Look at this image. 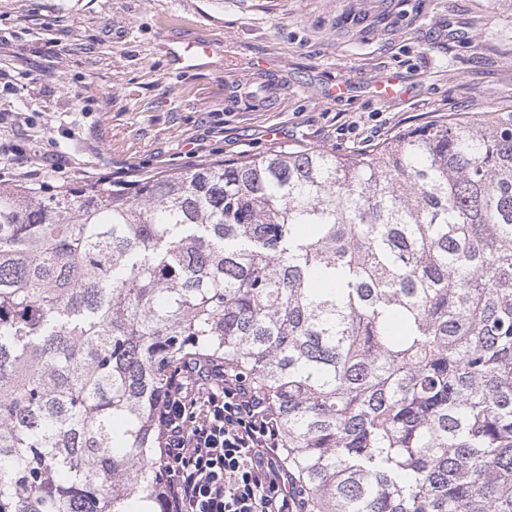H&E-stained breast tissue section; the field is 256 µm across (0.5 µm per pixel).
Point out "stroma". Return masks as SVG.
Masks as SVG:
<instances>
[{"instance_id":"35a3bbf8","label":"stroma","mask_w":512,"mask_h":512,"mask_svg":"<svg viewBox=\"0 0 512 512\" xmlns=\"http://www.w3.org/2000/svg\"><path fill=\"white\" fill-rule=\"evenodd\" d=\"M214 41L195 69L171 47ZM0 113L55 142L51 183L345 152L451 112L512 110V7L487 0H0Z\"/></svg>"}]
</instances>
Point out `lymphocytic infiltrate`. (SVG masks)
<instances>
[{
    "label": "lymphocytic infiltrate",
    "instance_id": "lymphocytic-infiltrate-1",
    "mask_svg": "<svg viewBox=\"0 0 512 512\" xmlns=\"http://www.w3.org/2000/svg\"><path fill=\"white\" fill-rule=\"evenodd\" d=\"M218 377L201 364L178 371L152 407L175 474L169 512H300L270 406Z\"/></svg>",
    "mask_w": 512,
    "mask_h": 512
}]
</instances>
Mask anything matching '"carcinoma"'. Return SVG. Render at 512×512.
I'll return each mask as SVG.
<instances>
[{"mask_svg":"<svg viewBox=\"0 0 512 512\" xmlns=\"http://www.w3.org/2000/svg\"><path fill=\"white\" fill-rule=\"evenodd\" d=\"M195 363L270 403L306 512H512V110L0 185V512H167Z\"/></svg>","mask_w":512,"mask_h":512,"instance_id":"cac0c4a2","label":"carcinoma"}]
</instances>
